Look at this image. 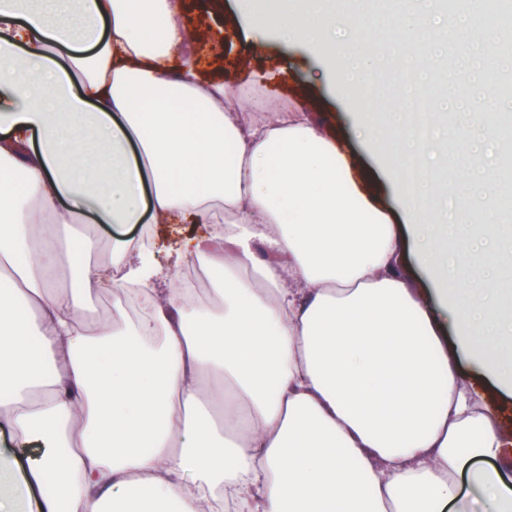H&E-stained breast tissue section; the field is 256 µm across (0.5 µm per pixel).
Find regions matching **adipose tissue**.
I'll return each instance as SVG.
<instances>
[{"mask_svg": "<svg viewBox=\"0 0 512 512\" xmlns=\"http://www.w3.org/2000/svg\"><path fill=\"white\" fill-rule=\"evenodd\" d=\"M253 18L284 41L325 46L338 82L373 83L359 33L392 32L408 55L437 57L492 24L460 0L465 24L437 26L440 0H257ZM0 0V512H512L508 443L458 374L480 362L512 393V227L482 209L498 198L474 113L457 179L452 236L439 215L402 236L352 156L287 98L205 77L182 0ZM378 89L419 170L436 141L416 113L453 104ZM111 224L110 260L84 232ZM203 224L184 256L222 270L215 301L163 278L127 231ZM413 249L435 273L432 301L401 268ZM257 278H250V271ZM106 289L136 292L148 316L91 314ZM449 311L450 349L430 306ZM39 442L41 459L18 449Z\"/></svg>", "mask_w": 512, "mask_h": 512, "instance_id": "1", "label": "adipose tissue"}]
</instances>
